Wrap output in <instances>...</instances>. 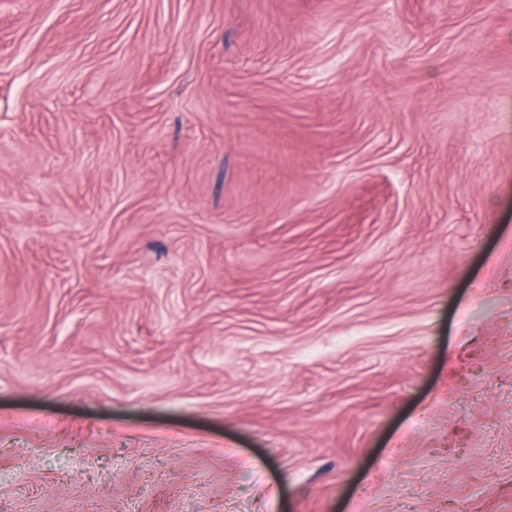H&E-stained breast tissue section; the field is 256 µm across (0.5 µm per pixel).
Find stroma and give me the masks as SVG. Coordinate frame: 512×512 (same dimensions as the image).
<instances>
[{
    "mask_svg": "<svg viewBox=\"0 0 512 512\" xmlns=\"http://www.w3.org/2000/svg\"><path fill=\"white\" fill-rule=\"evenodd\" d=\"M0 512H512V0H0Z\"/></svg>",
    "mask_w": 512,
    "mask_h": 512,
    "instance_id": "1",
    "label": "stroma"
}]
</instances>
